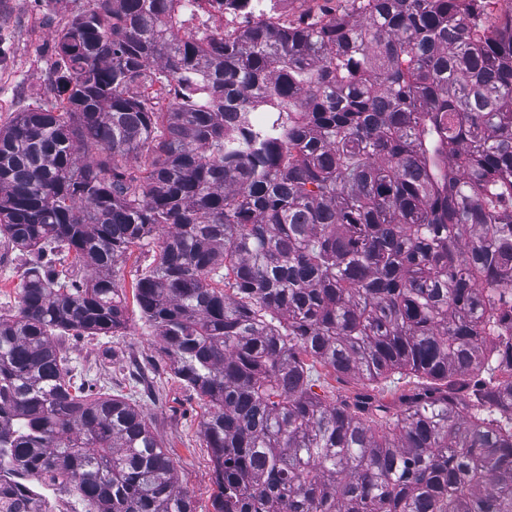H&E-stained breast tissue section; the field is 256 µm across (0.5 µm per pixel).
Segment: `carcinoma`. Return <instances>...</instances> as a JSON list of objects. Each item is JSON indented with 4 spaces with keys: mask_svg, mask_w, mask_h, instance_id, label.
<instances>
[{
    "mask_svg": "<svg viewBox=\"0 0 512 512\" xmlns=\"http://www.w3.org/2000/svg\"><path fill=\"white\" fill-rule=\"evenodd\" d=\"M92 2L55 102L0 128V239L30 255L0 314V512H196L142 410L53 340L124 329L113 269L155 240L133 299L206 406L212 512H512V10L207 0L244 18L219 37L180 0ZM309 359L430 386L331 404ZM268 4H272V10L279 15L287 16L288 19H296L300 15H310L311 17L321 16V9L339 8L341 1L333 0L332 2H326L324 0H278L270 2L266 0Z\"/></svg>",
    "mask_w": 512,
    "mask_h": 512,
    "instance_id": "carcinoma-1",
    "label": "carcinoma"
}]
</instances>
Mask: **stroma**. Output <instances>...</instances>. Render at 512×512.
<instances>
[{
  "label": "stroma",
  "instance_id": "35a3bbf8",
  "mask_svg": "<svg viewBox=\"0 0 512 512\" xmlns=\"http://www.w3.org/2000/svg\"><path fill=\"white\" fill-rule=\"evenodd\" d=\"M91 0H0V126L17 113L52 97V61L58 31ZM25 259L11 244L0 242V312L15 306ZM75 373L94 385L95 395H124L143 411L157 437L174 452L179 486L191 495L197 512H210L215 491L212 453L200 433L203 403L171 370L153 331L129 306L127 324L114 336H65ZM317 394L329 401L354 403L368 395L398 411L400 398L416 389L415 380L392 376L368 386L315 366Z\"/></svg>",
  "mask_w": 512,
  "mask_h": 512
}]
</instances>
